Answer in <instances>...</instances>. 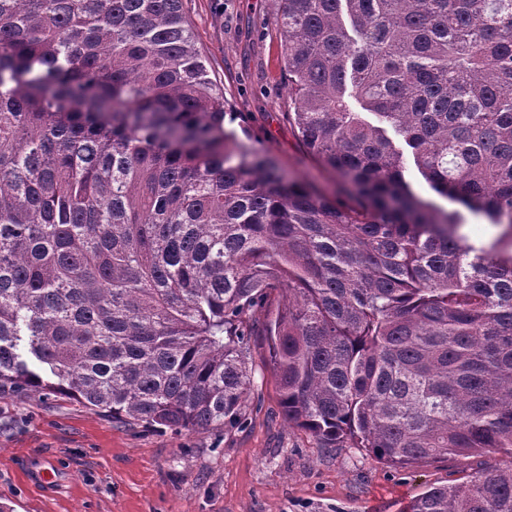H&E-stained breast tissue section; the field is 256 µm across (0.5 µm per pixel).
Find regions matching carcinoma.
Here are the masks:
<instances>
[{
  "label": "carcinoma",
  "mask_w": 512,
  "mask_h": 512,
  "mask_svg": "<svg viewBox=\"0 0 512 512\" xmlns=\"http://www.w3.org/2000/svg\"><path fill=\"white\" fill-rule=\"evenodd\" d=\"M181 3L0 0V392L226 430L260 329L319 448L512 454V0H274L331 195L226 127ZM406 512H512V466ZM465 222L461 227V233L466 235L470 242L475 245L488 244L499 233V228L493 224H489V221L483 216H475L464 212Z\"/></svg>",
  "instance_id": "carcinoma-1"
}]
</instances>
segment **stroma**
Returning a JSON list of instances; mask_svg holds the SVG:
<instances>
[{
    "instance_id": "35a3bbf8",
    "label": "stroma",
    "mask_w": 512,
    "mask_h": 512,
    "mask_svg": "<svg viewBox=\"0 0 512 512\" xmlns=\"http://www.w3.org/2000/svg\"><path fill=\"white\" fill-rule=\"evenodd\" d=\"M226 126L248 133L325 192L334 177L288 122L291 97L271 0H183ZM257 390L243 426L211 433L122 425L55 394L0 395V497L14 512H404L427 488L457 484L485 456L396 469L360 448H320L284 419L265 337L251 339ZM56 481L28 480L45 460Z\"/></svg>"
}]
</instances>
